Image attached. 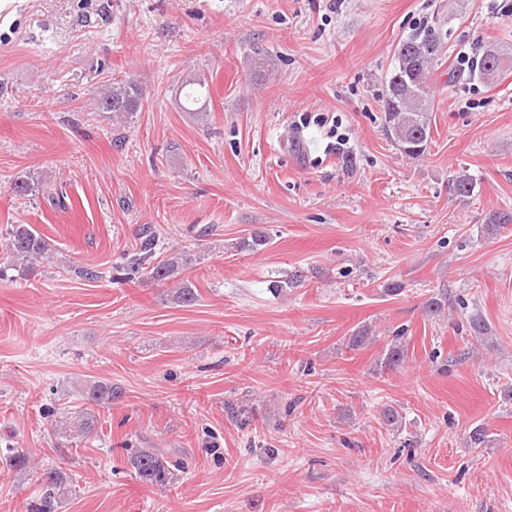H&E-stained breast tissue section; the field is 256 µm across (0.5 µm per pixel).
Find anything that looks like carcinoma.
<instances>
[{"label": "carcinoma", "mask_w": 512, "mask_h": 512, "mask_svg": "<svg viewBox=\"0 0 512 512\" xmlns=\"http://www.w3.org/2000/svg\"><path fill=\"white\" fill-rule=\"evenodd\" d=\"M444 48L442 31L437 25L419 29L401 39L394 52V64L386 76L383 98V129L396 148L416 159L425 153L431 135L433 106L427 88L428 67ZM96 109L115 118L126 119L141 107L137 86L130 82H113L95 99ZM451 190L459 197L471 196L473 179L460 173L451 179ZM13 191L19 196L38 195L45 191L44 182L28 175L14 183ZM6 247L17 261L27 262L48 252L50 244L30 224H14L7 231ZM190 255L172 253L160 261L148 263L147 276L166 281L178 270L190 265ZM175 302L189 306L197 299L194 288L182 281L174 288ZM118 391L106 380H93L82 390L85 408L64 414L51 424V434L57 441L71 442L87 439L96 429L95 409L112 405ZM127 462L140 481L151 485H165L174 473L168 454L162 448H142L132 453ZM5 463L18 471L33 475L40 487V496L31 505V512H57L59 505L72 492L69 477L59 465L38 466L23 451L5 457Z\"/></svg>", "instance_id": "obj_1"}]
</instances>
